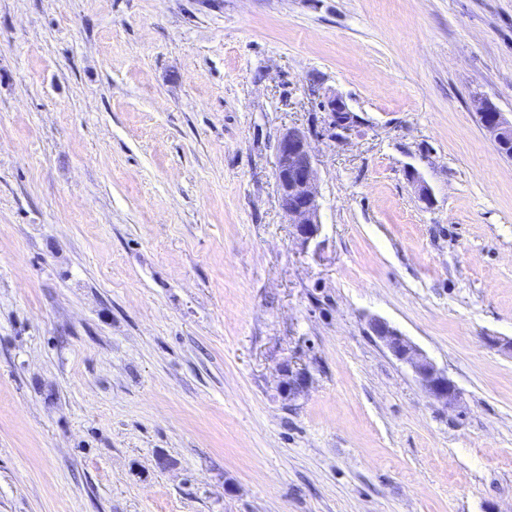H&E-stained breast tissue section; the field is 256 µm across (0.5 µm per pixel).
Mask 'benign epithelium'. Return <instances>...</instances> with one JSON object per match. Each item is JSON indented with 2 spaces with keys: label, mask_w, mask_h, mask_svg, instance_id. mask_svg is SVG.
<instances>
[{
  "label": "benign epithelium",
  "mask_w": 512,
  "mask_h": 512,
  "mask_svg": "<svg viewBox=\"0 0 512 512\" xmlns=\"http://www.w3.org/2000/svg\"><path fill=\"white\" fill-rule=\"evenodd\" d=\"M478 115H486L483 127L492 137L499 152L512 157V117L496 110L486 99L474 102ZM321 108L327 112L329 127L337 140H344L358 123L343 98L337 94L326 97ZM278 203L288 217L291 238L299 248L320 257L323 224L320 220L318 169L309 136L301 127H290L281 134L275 147ZM368 328L382 345L413 372L428 396L445 406L453 405L459 392L435 363L410 339L380 317H371ZM283 377L281 389L288 396L298 394L306 384L307 374L289 365L279 367Z\"/></svg>",
  "instance_id": "1"
}]
</instances>
